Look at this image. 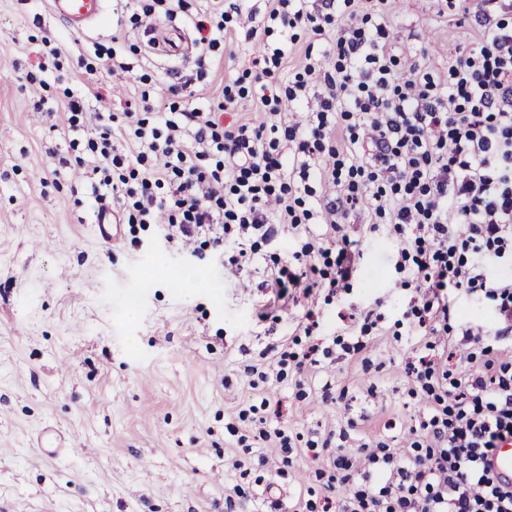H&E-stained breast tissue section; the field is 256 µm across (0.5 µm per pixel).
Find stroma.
Returning <instances> with one entry per match:
<instances>
[{
    "instance_id": "35a3bbf8",
    "label": "stroma",
    "mask_w": 512,
    "mask_h": 512,
    "mask_svg": "<svg viewBox=\"0 0 512 512\" xmlns=\"http://www.w3.org/2000/svg\"><path fill=\"white\" fill-rule=\"evenodd\" d=\"M188 2L185 11L141 16L136 5L108 0L105 17L76 36L49 13V0H0V512H224L229 494L238 512H293L297 500L327 496L341 505L348 489L324 479L327 457L301 452L283 464L277 439H259V430L284 429L300 450L342 430L352 457L381 441L406 451L427 411L408 372L416 356L442 352L448 339L471 353L470 327L483 328L490 345L512 346L495 302L453 288L449 337L413 335L407 313L420 298L400 285L395 241L371 231L365 188L342 223L356 245L355 272L330 302L321 291L278 299L271 260L296 249L283 228L243 265L145 232L98 234L97 204L60 104L65 88L98 86L102 101L86 105L90 128L98 116L122 114L144 82L162 112L216 110L218 88L230 82L236 100L225 121L256 127L270 119L242 78L261 45L285 39L263 24L268 0L230 14L223 56L203 78L199 51L166 57L148 49L161 27L195 40L190 17L213 2ZM307 8L357 21L370 15L389 32L386 53L443 88L456 49L477 41L471 0H388L380 11L371 0H309ZM116 30L124 36L118 48ZM46 37L56 38L59 59L42 58ZM82 56L93 75L81 74ZM37 70L42 82H28ZM172 83L186 92L169 93ZM263 310L270 318L260 319ZM309 312L319 326L308 337L298 324ZM367 313L374 325L364 333ZM313 344L330 350L318 366L301 372L291 362L250 387L246 367L266 371L280 346L300 354ZM265 397L281 401V417L256 413ZM49 425L78 432L81 450L38 448Z\"/></svg>"
}]
</instances>
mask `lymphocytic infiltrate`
<instances>
[{
    "mask_svg": "<svg viewBox=\"0 0 512 512\" xmlns=\"http://www.w3.org/2000/svg\"><path fill=\"white\" fill-rule=\"evenodd\" d=\"M504 0H476L481 46L457 51L448 68V92L432 76L403 74L382 42L384 26H339L336 14L313 16L305 0H275L268 13L281 28L311 23L336 32V61L313 47L293 84L277 73L287 47H268L255 59L253 79L262 106L302 99L311 84L325 87L319 111L302 122L257 127L224 124L213 112L157 111L149 90L118 123L87 133L83 168L91 193L111 203L119 223L148 227L165 215L167 242L199 253L231 247V263L250 260L278 225L299 242L294 261H274L278 298L293 290L310 296L347 287L353 243L342 235L335 208L320 218L329 230L307 239L303 206L310 159L328 156L321 181L358 200L372 187L371 209L398 240L395 267L415 289L430 324L447 323V288L484 290L512 330V26ZM297 145L292 163L277 151L279 138ZM351 151L340 154L337 139ZM480 371L452 376L443 359L419 358L412 372L430 412L411 453L381 448L359 469L340 448L329 449L341 483H362L345 512H512V487L499 485L486 461L512 438V360L486 348Z\"/></svg>",
    "mask_w": 512,
    "mask_h": 512,
    "instance_id": "f902f5d3",
    "label": "lymphocytic infiltrate"
}]
</instances>
